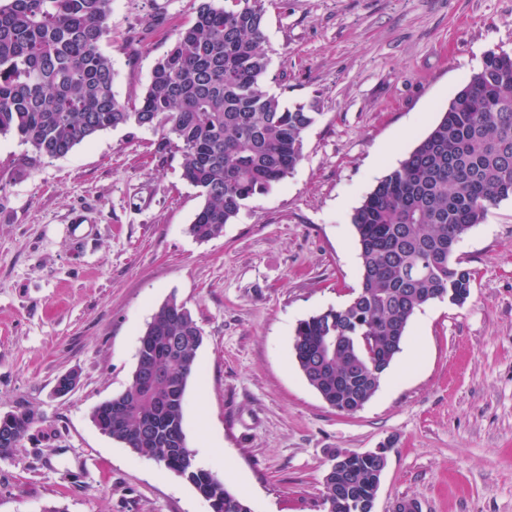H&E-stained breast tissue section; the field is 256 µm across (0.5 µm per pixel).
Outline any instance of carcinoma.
Segmentation results:
<instances>
[{
	"instance_id": "cac0c4a2",
	"label": "carcinoma",
	"mask_w": 512,
	"mask_h": 512,
	"mask_svg": "<svg viewBox=\"0 0 512 512\" xmlns=\"http://www.w3.org/2000/svg\"><path fill=\"white\" fill-rule=\"evenodd\" d=\"M191 22L151 71L144 95L122 101L114 90L109 37L111 0H4L0 3V135H12L38 157L59 158L108 129L148 127L161 146L181 155L182 177L204 203L189 225L200 241L216 238L256 195L295 170L317 113L287 105L265 88V17L274 0H196ZM512 199V55L489 51L448 102L430 132L381 177L351 221L361 260L352 297L301 320L292 357L308 384L332 408L358 411L375 395L402 351L414 314L449 299L464 304L473 274L455 244L489 209ZM347 336L330 365L313 373L311 353L327 336ZM202 332L184 305L171 300L139 340L169 374L145 393L137 375L112 404L129 406L122 421L102 403L95 425L132 454L154 459L189 483L211 512H251L217 474L188 466L172 435H185L183 405L197 372ZM155 437L140 439V416L161 399ZM22 438L34 423L13 414ZM380 461L357 453L324 475L325 512H359L378 491Z\"/></svg>"
}]
</instances>
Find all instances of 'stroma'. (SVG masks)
Returning a JSON list of instances; mask_svg holds the SVG:
<instances>
[{
	"instance_id": "1",
	"label": "stroma",
	"mask_w": 512,
	"mask_h": 512,
	"mask_svg": "<svg viewBox=\"0 0 512 512\" xmlns=\"http://www.w3.org/2000/svg\"><path fill=\"white\" fill-rule=\"evenodd\" d=\"M194 0H112L102 49L139 99ZM267 89L314 105L303 159L206 242L202 204L159 133L101 132L61 158L0 137V415L36 421L0 458V512H210L184 478L91 419L125 390L169 300L203 333L183 426L198 466L251 512H323L327 454L386 447L375 512H512V200L457 254L464 305L418 310L371 400L331 408L292 361L298 322L344 305L361 263L351 217L490 50L512 0H283L265 23ZM77 389L56 395L61 374Z\"/></svg>"
}]
</instances>
